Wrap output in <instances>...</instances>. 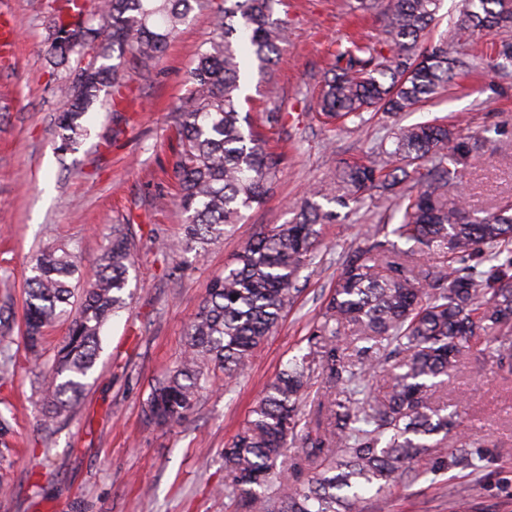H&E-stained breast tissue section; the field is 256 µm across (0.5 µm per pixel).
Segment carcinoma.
<instances>
[{
  "label": "carcinoma",
  "instance_id": "1",
  "mask_svg": "<svg viewBox=\"0 0 512 512\" xmlns=\"http://www.w3.org/2000/svg\"><path fill=\"white\" fill-rule=\"evenodd\" d=\"M196 2L98 0V18L85 21L81 0H66V11L52 20L47 49L66 104L56 124L61 151L78 150L89 109L103 88L118 84L122 63L104 64L110 52H128L133 69L151 71ZM278 2L224 0L215 36L199 49L172 108L180 149L171 167L176 202L186 214L178 253L203 250L224 236L244 210L264 201L280 172L285 156L262 129L285 125L282 104L263 109L254 127L243 126L240 112L246 73L253 67L273 72L288 40V22L273 18ZM378 8L389 54L356 41L336 49L315 101L324 125H359L368 112H408L470 66L466 55H448V40L428 38L440 0H359L364 12ZM484 30L502 34L497 66H512V0H463L457 33ZM84 50L93 54L90 68L80 66ZM485 146V139L465 140L437 118L399 125L391 145L382 140L368 162L341 167L293 207L292 220L247 242L235 265L210 281L184 355L150 386L144 412L157 425L185 419L216 371L230 383L278 325L299 292L301 271L316 259L320 226L336 218L318 199L357 207L373 190L387 219L400 217L383 225L384 239L376 233L347 256L312 332L313 349L288 361L224 447V497L238 512H355L366 488L382 492L397 479L483 469L487 457L473 439L439 448L437 436H448L459 422L457 411L445 414L434 405V395L437 379L459 372L478 346L491 354L498 373L512 378V201L484 217L471 214L453 187L457 170L448 167L467 164ZM420 169V188L407 185ZM133 246L132 225H112L73 315L72 280L80 271L74 252L59 247L31 262L23 314L27 352L40 358L47 329L71 316L45 376L47 426L81 405L101 329L129 298ZM433 255L437 266L429 262ZM342 329L362 343L355 361L336 340ZM316 374L330 394L317 403L329 413L323 433L310 427L306 413ZM378 379L385 386L381 397L372 395L371 381Z\"/></svg>",
  "mask_w": 512,
  "mask_h": 512
}]
</instances>
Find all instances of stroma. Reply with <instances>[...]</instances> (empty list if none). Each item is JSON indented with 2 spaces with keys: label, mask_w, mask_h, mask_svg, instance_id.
Returning <instances> with one entry per match:
<instances>
[{
  "label": "stroma",
  "mask_w": 512,
  "mask_h": 512,
  "mask_svg": "<svg viewBox=\"0 0 512 512\" xmlns=\"http://www.w3.org/2000/svg\"><path fill=\"white\" fill-rule=\"evenodd\" d=\"M64 0H0L17 34L15 51L0 55V300L11 302L14 371L0 380V413L12 430L10 454L0 457L9 484L0 512H234L222 489L224 447L247 418L265 385L292 356L307 353L341 271L340 259L386 224L369 201L366 215L338 208L323 225L319 260L302 271L293 304L250 367L229 386L205 392L186 421L161 427L143 414L150 385L184 350L207 284L231 266L258 233L287 223L311 187L329 181L345 163L365 158L392 123L448 117L461 137L487 135L483 155L463 168L460 187L471 211L485 215L512 198V74L495 70L496 33L470 37L472 71L447 93L398 121L378 116L356 130L329 132L312 116L310 96L337 44L352 38L388 52L381 14L356 19V0H280L288 23L273 75L251 71L243 111L257 115L272 98L288 110V158L266 202L205 251L186 254L182 274L170 246L183 234L185 214L172 204L171 108L186 88L198 49L214 34L221 0H201L150 73H131L117 110L93 106L79 150L62 154L55 118L64 107L49 72V26ZM134 220L158 228L156 244L137 243L130 271L132 296L103 329L100 356L79 410L41 424L45 365L28 361L20 328L31 259L67 246L93 272L112 227ZM458 407L462 430L481 441L494 461L479 474H446L368 492L361 512H512V379L497 375L488 352L473 350L465 366L436 394Z\"/></svg>",
  "instance_id": "obj_1"
}]
</instances>
